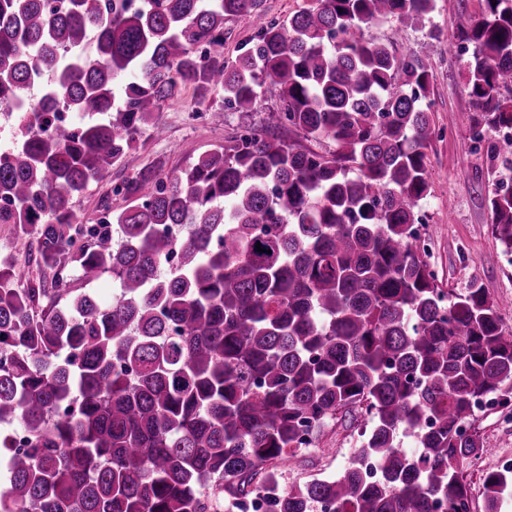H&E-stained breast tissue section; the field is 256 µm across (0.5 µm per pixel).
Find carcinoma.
<instances>
[{
	"mask_svg": "<svg viewBox=\"0 0 512 512\" xmlns=\"http://www.w3.org/2000/svg\"><path fill=\"white\" fill-rule=\"evenodd\" d=\"M54 2L0 0V103L23 113L22 144L0 152V224L52 271L23 288L0 267V423L28 443L0 512H221L226 493L270 512H471L462 466L490 449L461 424L480 398L512 401V332L478 282H436L418 232L431 73L366 35L421 24L436 0H311L283 20L263 0ZM482 2L448 40L473 47L478 136L512 127V0ZM236 19L255 35L226 61ZM188 86L238 109L273 87L288 135L248 128L177 171L145 166L112 189L122 210L107 195L77 224L75 200L163 135L155 113ZM60 107L87 120L60 125ZM490 204L512 253V191ZM107 273L110 303L72 287ZM356 408L363 440L341 473L281 491L268 465ZM511 495L512 476L486 474L485 512Z\"/></svg>",
	"mask_w": 512,
	"mask_h": 512,
	"instance_id": "1",
	"label": "carcinoma"
}]
</instances>
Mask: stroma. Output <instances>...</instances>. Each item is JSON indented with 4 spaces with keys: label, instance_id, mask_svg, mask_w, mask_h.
<instances>
[{
    "label": "stroma",
    "instance_id": "1",
    "mask_svg": "<svg viewBox=\"0 0 512 512\" xmlns=\"http://www.w3.org/2000/svg\"><path fill=\"white\" fill-rule=\"evenodd\" d=\"M368 34L394 42L402 53L424 57L433 75L430 99L435 133L428 149L431 193L421 203L425 223L420 231L438 282L456 290L473 280L481 282L497 304L504 326L512 329V256L492 236L487 201L488 184L501 179L512 185V170L493 160L492 133L478 138L471 130L475 106L468 95L463 63L436 50L428 28L420 25L401 29L389 21L370 27ZM278 108L274 90L263 92L251 108L239 110L225 104L223 92H211L201 100L192 89H185L156 115L165 127V137H142L136 149L109 173L90 183L76 202L77 222H94L100 198L145 165L155 163L163 172L176 171L188 159L243 129L275 126ZM472 429L490 450L484 469H464L471 485V512H483L482 470L500 471L512 460V413L497 406L488 408L476 414ZM360 434V420L328 421L316 431L314 447L278 463L283 486L336 476L358 448Z\"/></svg>",
    "mask_w": 512,
    "mask_h": 512
}]
</instances>
